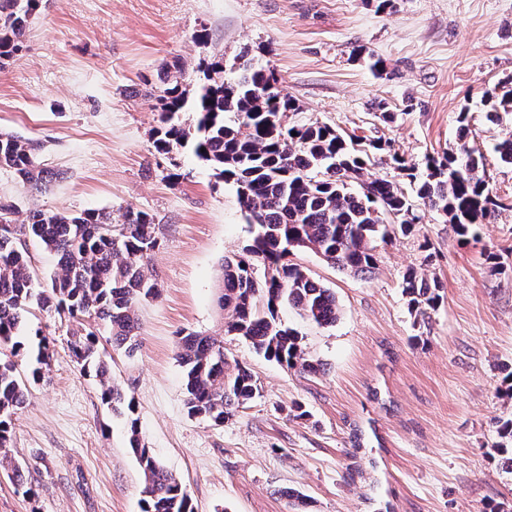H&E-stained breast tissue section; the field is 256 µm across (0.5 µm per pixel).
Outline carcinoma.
<instances>
[{
	"mask_svg": "<svg viewBox=\"0 0 512 512\" xmlns=\"http://www.w3.org/2000/svg\"><path fill=\"white\" fill-rule=\"evenodd\" d=\"M40 0H0V69L22 49ZM195 91L180 60L157 72L152 108L159 126L153 145L169 153L188 147L215 176L236 187L248 223L255 225L243 252L224 258V332L239 336L266 359L287 370L316 374L321 364L310 358L302 338L282 324L283 303L320 327L336 323L339 307L331 289L303 268L288 262L295 249H310L327 263L355 276L376 269L377 239L396 224L403 232L419 223L415 203L457 225L466 237L491 223L502 209L480 177L484 156L466 147L471 134L469 113L458 114L459 149L426 159L424 169L392 156L400 176L413 185L407 197L398 182L368 174L387 142L371 140L357 148L334 126L311 122L288 125V113L299 111L295 99L279 85L273 72L246 66L234 80L224 79V54L199 59ZM488 115L512 114V77L485 97ZM194 124L181 120L186 111ZM231 113L230 122L224 115ZM494 153L512 165V135L499 140ZM11 171L31 193L48 191L56 173L37 160V144L18 133L0 132V169ZM18 209L0 200V464L10 467L9 479L27 494L24 466L12 462L14 417L23 408L30 386L44 382L51 370L50 339L29 322L32 307L66 313L77 330L70 352L80 372L95 378L103 404L123 413L128 447L144 475L141 512H195L186 487L143 443L134 397L112 381L111 367L97 347L91 323L109 330L112 346L127 353L139 346L140 322L135 305L159 295L151 272L158 247L154 217L130 206L81 212L32 208L21 220ZM53 253L58 273L47 286L36 282L22 240ZM262 275H257V271ZM442 284L407 272L402 292L409 310L421 314L441 299ZM28 354L31 367L22 374L15 358ZM176 357L185 378L188 415L214 426L224 424L259 394L257 379L238 361H229L224 342L198 332L181 335ZM496 452L512 468V417L498 428Z\"/></svg>",
	"mask_w": 512,
	"mask_h": 512,
	"instance_id": "carcinoma-1",
	"label": "carcinoma"
}]
</instances>
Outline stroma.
I'll list each match as a JSON object with an SVG mask.
<instances>
[{"label":"stroma","mask_w":512,"mask_h":512,"mask_svg":"<svg viewBox=\"0 0 512 512\" xmlns=\"http://www.w3.org/2000/svg\"><path fill=\"white\" fill-rule=\"evenodd\" d=\"M208 28L202 48L194 35ZM224 55L273 70L298 111L347 136L387 140L416 165L453 147L469 111L472 145L488 155L481 176L502 200L482 238L426 211L419 224L378 242L374 272L354 277L308 249L291 263L330 288L340 309L320 327L281 307L319 374L287 371L225 334L217 304L225 257L253 231L233 185L186 148L153 147L148 79L163 63ZM382 60L383 73L370 64ZM512 77V0H42L22 50L0 70V131L33 139L58 170L30 196L0 169V198L20 210L131 206L152 215L159 295L141 301L140 346H99L112 378L137 403L141 436L179 478L196 512H294L279 494L306 495L308 512H512V470L493 450L512 397L499 390L512 364V167L490 153L512 133L491 123L484 94ZM393 122L375 117L378 104ZM500 259L491 270L486 252ZM417 269L437 278L442 300L420 317L402 293ZM49 332V381L32 386L15 417L12 454L35 494L15 492L0 468V512H140L144 478L124 419L81 375L66 314L33 309ZM223 338L260 393L224 425L188 415L180 331ZM362 445L353 447V430Z\"/></svg>","instance_id":"stroma-1"}]
</instances>
